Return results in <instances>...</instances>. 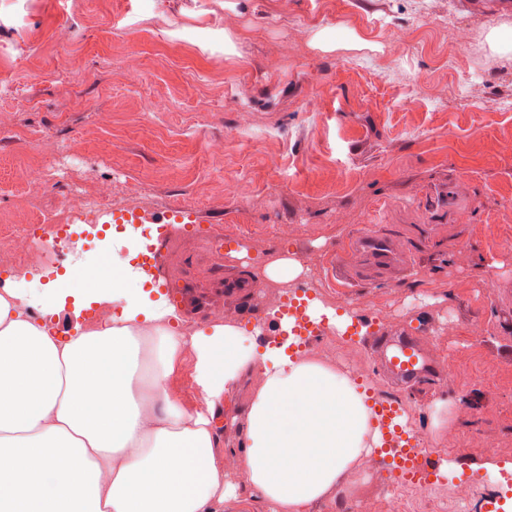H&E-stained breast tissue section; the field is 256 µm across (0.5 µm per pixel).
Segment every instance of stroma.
I'll use <instances>...</instances> for the list:
<instances>
[{"label":"stroma","mask_w":512,"mask_h":512,"mask_svg":"<svg viewBox=\"0 0 512 512\" xmlns=\"http://www.w3.org/2000/svg\"><path fill=\"white\" fill-rule=\"evenodd\" d=\"M0 0V235L103 197L107 210L188 207L197 224L76 223L39 274L67 287L101 238L142 301L174 308L190 332L222 309L244 346L277 322L245 247L310 258L314 301L356 336L318 341L316 360L388 398L409 433L445 452L429 501L375 458L309 512L365 500L368 512H512V11L471 0ZM452 25L440 27V16ZM224 146L211 155V143ZM59 189L39 198L26 166ZM111 183L101 196L102 183ZM230 234L223 253L197 229ZM383 239L374 262L355 247ZM494 288H485L486 279ZM386 305L376 321L370 309ZM419 336L440 381L406 391L374 365V332ZM438 400L453 402L433 429ZM496 454H488V446ZM499 466L489 483L475 465Z\"/></svg>","instance_id":"stroma-1"}]
</instances>
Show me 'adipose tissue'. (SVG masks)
<instances>
[{"label":"adipose tissue","mask_w":512,"mask_h":512,"mask_svg":"<svg viewBox=\"0 0 512 512\" xmlns=\"http://www.w3.org/2000/svg\"><path fill=\"white\" fill-rule=\"evenodd\" d=\"M63 306L34 316L0 290V512H224L237 487L219 447L237 384H261L240 451L268 512H306L378 445L365 396L347 376L284 347L256 352L238 327L175 334L173 309L134 300L103 325L61 331ZM166 339V368L141 358ZM192 351L193 395L171 378Z\"/></svg>","instance_id":"adipose-tissue-1"}]
</instances>
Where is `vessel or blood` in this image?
<instances>
[{
  "mask_svg": "<svg viewBox=\"0 0 512 512\" xmlns=\"http://www.w3.org/2000/svg\"><path fill=\"white\" fill-rule=\"evenodd\" d=\"M112 220L121 224H191L195 216L191 209L174 208L162 212L116 214ZM370 350L378 367L403 387L431 377L436 370L435 359L428 355L416 336H379L371 341ZM372 410L382 435L383 448L399 462L398 479L420 482L437 479L444 454L423 449L407 438L405 428L399 422L401 413L391 403L374 401Z\"/></svg>",
  "mask_w": 512,
  "mask_h": 512,
  "instance_id": "vessel-or-blood-1",
  "label": "vessel or blood"
}]
</instances>
